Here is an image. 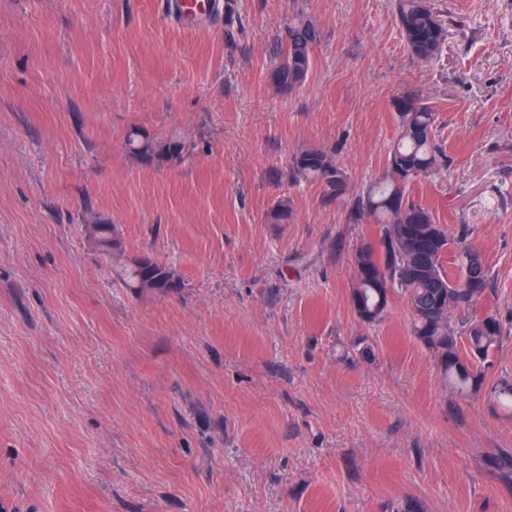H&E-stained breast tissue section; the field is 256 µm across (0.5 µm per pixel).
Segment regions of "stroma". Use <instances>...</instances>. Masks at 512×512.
<instances>
[{
    "label": "stroma",
    "instance_id": "stroma-1",
    "mask_svg": "<svg viewBox=\"0 0 512 512\" xmlns=\"http://www.w3.org/2000/svg\"><path fill=\"white\" fill-rule=\"evenodd\" d=\"M428 2L448 40L424 62L395 0H236L230 28L0 0V512H512V415L449 387L399 295L371 323L351 300L379 239L354 202L418 91L449 163L410 196L489 272L449 319L497 317L486 381H512V0ZM298 12L321 43L278 91L266 48ZM135 126L182 160L131 154ZM312 148L343 194L295 176ZM98 220L180 288H126Z\"/></svg>",
    "mask_w": 512,
    "mask_h": 512
}]
</instances>
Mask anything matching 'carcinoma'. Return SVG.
Listing matches in <instances>:
<instances>
[{"label":"carcinoma","instance_id":"carcinoma-1","mask_svg":"<svg viewBox=\"0 0 512 512\" xmlns=\"http://www.w3.org/2000/svg\"><path fill=\"white\" fill-rule=\"evenodd\" d=\"M395 20L409 52L422 61L434 59L448 38V30L425 0H396ZM321 41L318 25L302 14L293 16L269 47L271 85L291 90L302 84ZM398 117V135L390 147L382 177L355 201V214L366 215L378 224L385 250L374 253L366 247L355 254L356 279L352 301L359 317L375 321L385 310L390 292H396L413 312L412 333L438 356L448 382L458 391L477 393L484 384L478 367L488 360L503 335L498 319L488 315L466 319L456 326L448 313L478 301L489 286L484 263L466 266L470 248L454 254L458 275L444 264L449 249L448 233L433 211L410 199V186L446 162L435 143V110L423 94L411 92L392 99ZM128 149L153 161L179 160L185 151L181 141H159L148 131L132 129ZM294 169L306 179L319 182L335 197L345 192L346 181L331 155L309 149L293 158ZM90 233L103 246L121 249L114 227L93 224ZM124 285L134 291L160 294L181 287L180 282L153 258L133 257L117 271ZM490 401L512 414V382L502 381L488 392Z\"/></svg>","mask_w":512,"mask_h":512}]
</instances>
